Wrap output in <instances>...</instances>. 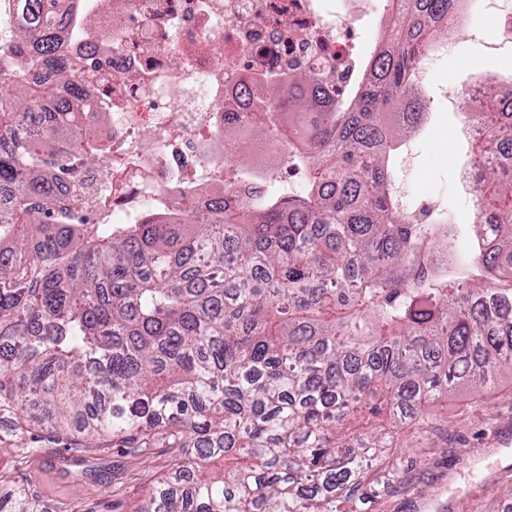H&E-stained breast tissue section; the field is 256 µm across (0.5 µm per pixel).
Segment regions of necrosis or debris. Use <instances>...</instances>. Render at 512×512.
Instances as JSON below:
<instances>
[{
    "mask_svg": "<svg viewBox=\"0 0 512 512\" xmlns=\"http://www.w3.org/2000/svg\"><path fill=\"white\" fill-rule=\"evenodd\" d=\"M111 39L73 40L93 59L85 121L112 160L89 170L94 217L139 224L224 194V115L249 112L268 82L313 72L349 91L363 62L358 0H90Z\"/></svg>",
    "mask_w": 512,
    "mask_h": 512,
    "instance_id": "obj_1",
    "label": "necrosis or debris"
}]
</instances>
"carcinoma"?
Returning a JSON list of instances; mask_svg holds the SVG:
<instances>
[{"label": "carcinoma", "mask_w": 512, "mask_h": 512, "mask_svg": "<svg viewBox=\"0 0 512 512\" xmlns=\"http://www.w3.org/2000/svg\"><path fill=\"white\" fill-rule=\"evenodd\" d=\"M458 0H400L353 97L302 72L247 131L288 142L298 194L271 183L142 224L90 221L80 172L109 157L81 120L89 61L11 0L0 44V421L21 434L132 440L177 429L168 478L135 512H359L406 481L393 432L355 447L351 413L420 434L428 407L512 372V174L473 144L477 247L416 224L391 156L428 118L413 88ZM478 118L506 149L499 104ZM228 158L224 182L248 178ZM224 460L214 475L207 463ZM0 512H42L23 488Z\"/></svg>", "instance_id": "cac0c4a2"}]
</instances>
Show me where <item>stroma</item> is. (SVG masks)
Returning <instances> with one entry per match:
<instances>
[{
	"label": "stroma",
	"instance_id": "obj_1",
	"mask_svg": "<svg viewBox=\"0 0 512 512\" xmlns=\"http://www.w3.org/2000/svg\"><path fill=\"white\" fill-rule=\"evenodd\" d=\"M462 20L441 39L418 89L429 105L425 127L414 134L410 157L394 167L406 206L434 203L455 215L473 203L459 188L461 168L472 162V144L460 138L479 104L465 91L476 74L512 75V48L492 49L493 21L481 20L480 39ZM435 426L421 435L400 436V464L407 480L390 496L374 498L366 512H512L502 488L512 480V374L484 393L461 386L430 408ZM177 444L174 431L141 439L129 448L104 439L73 462L67 441L38 439L35 450L0 448V492L24 486L45 512H135L148 490L166 479Z\"/></svg>",
	"mask_w": 512,
	"mask_h": 512
}]
</instances>
